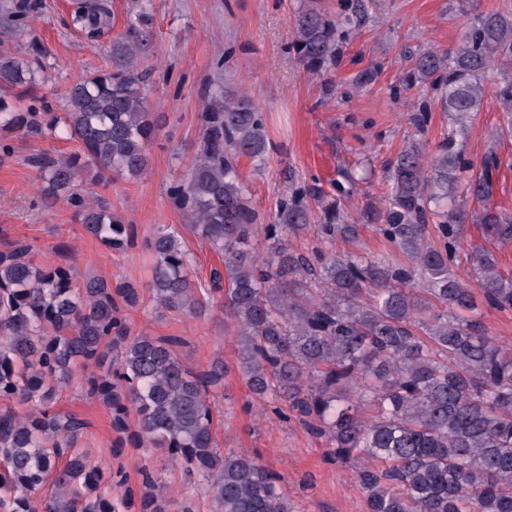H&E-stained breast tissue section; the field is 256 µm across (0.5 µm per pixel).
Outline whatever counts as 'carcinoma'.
Wrapping results in <instances>:
<instances>
[{
    "label": "carcinoma",
    "mask_w": 512,
    "mask_h": 512,
    "mask_svg": "<svg viewBox=\"0 0 512 512\" xmlns=\"http://www.w3.org/2000/svg\"><path fill=\"white\" fill-rule=\"evenodd\" d=\"M362 9V0H342L334 18L311 6L299 11L292 50L300 65L316 74L335 69L337 41ZM30 11L22 0H0V16L15 31L29 25ZM110 18L96 0L72 23L94 40ZM148 51L144 32L131 26L112 41V68L67 89L62 114L23 105L47 66L0 56V131L53 137L64 127L77 151L30 158L44 199L65 202L114 250L132 241L133 225L76 181L146 169L155 133L142 69ZM415 69L461 125L480 111L488 83L511 102L512 18L479 14L454 48L421 53ZM17 87L10 104L5 93ZM200 119V147L167 187L192 223L160 224L149 243L155 306L192 319L224 310V326L239 341V370L263 400L259 413L293 418L325 439L331 457L354 468L368 512H512V348L470 317L476 289L488 307L512 312V278L489 251L470 256L472 281L454 270L463 225L512 240V215L490 205L500 157L485 156L474 175L452 133L428 160L417 144L399 152L378 230L404 263L331 248L304 254L286 237L313 226L310 203L323 218L313 227L328 244L354 236L356 225L309 185L292 187L273 223H259L238 163L266 161L262 113L250 96L217 85ZM450 189L482 202V211L448 206ZM187 231L223 257L224 270L208 281L193 278ZM30 252L17 242L0 251V512H125L136 499L140 512H194L190 497L168 495L147 465L139 489L112 500V474L77 447L87 422L50 412L76 364L86 395L112 409L113 427L181 466L214 512H297L276 472L217 442L223 358L190 371L174 350L179 339L130 335L120 311L136 302L135 288L114 290L101 277L80 283L70 266L43 268Z\"/></svg>",
    "instance_id": "obj_1"
}]
</instances>
